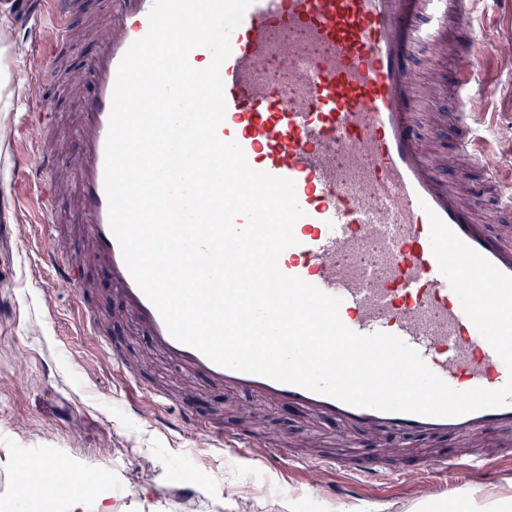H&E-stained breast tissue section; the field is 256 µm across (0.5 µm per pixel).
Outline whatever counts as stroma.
I'll list each match as a JSON object with an SVG mask.
<instances>
[{"label": "stroma", "mask_w": 512, "mask_h": 512, "mask_svg": "<svg viewBox=\"0 0 512 512\" xmlns=\"http://www.w3.org/2000/svg\"><path fill=\"white\" fill-rule=\"evenodd\" d=\"M46 13L48 0L30 6L14 0L10 16L13 40L24 55L22 78H29L34 53L49 48L50 26L29 25L31 9ZM480 31L473 57L478 83L495 92L481 106L478 124L488 154L503 171L512 170V14L474 6ZM429 54L421 52L416 70L435 92L417 121L422 129L440 124L455 101L448 84L435 81ZM31 133L8 116L0 129V506L16 489L15 465L48 449L67 455L79 486L90 496H109L115 512H448V500L436 495L423 476L366 486L341 499L331 491L343 473L326 474L321 484L289 468L266 467L260 454L244 457L218 448L185 425L181 408L203 419L255 428L270 447L285 451L333 448L349 453L353 444L380 455L408 445L427 447L424 439L365 441L340 424L273 407L247 393L228 392L204 378L186 380L112 297L105 272L87 266L90 288L80 290L53 276L41 253L49 242L48 225L37 223L41 199L25 174L13 166L30 152ZM86 305L104 327L89 335L76 317ZM120 344L148 384L173 397L166 410H155L149 394L131 390L125 374L101 348L102 337Z\"/></svg>", "instance_id": "35a3bbf8"}]
</instances>
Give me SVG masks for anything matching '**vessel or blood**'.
<instances>
[{"instance_id": "b4317fda", "label": "vessel or blood", "mask_w": 512, "mask_h": 512, "mask_svg": "<svg viewBox=\"0 0 512 512\" xmlns=\"http://www.w3.org/2000/svg\"><path fill=\"white\" fill-rule=\"evenodd\" d=\"M52 0L54 40L49 57L31 67L36 84L55 80L72 47V31L84 16L105 31L82 63V109L72 129L74 156L35 152L29 179L41 189L42 221L59 227L64 216L52 201L67 188L77 220L76 239L86 261L106 267L115 295L154 348L189 377H205L224 389L253 394L275 406L301 408L338 421L345 429L400 438L454 436L461 447L399 448L387 458L297 454L292 464L311 470H346L380 483L408 466L444 478L450 470L496 475L512 448H475L473 437L495 430L512 434V404L455 417L423 416L358 407L306 388L220 366L176 340L130 274L109 221L105 149L119 64L149 29L152 0ZM468 0H253L232 33L231 54L220 67L226 110L221 140L237 142L255 170L294 182L303 215L295 245L278 259L280 271L341 298L342 323L362 335L399 336L426 365L458 391L497 389L512 371L465 315L441 274L430 244L429 213H436L468 246L512 275V237L493 233L474 208L491 199L512 223V193L475 146L468 103L475 93L468 62L477 43ZM430 52V68L454 51L457 109L448 133L458 155L432 158L416 115L422 83L414 70L418 47ZM278 70L283 78L270 81ZM43 259L57 277L81 286L83 262L50 250ZM191 428L222 440L229 449L250 448L252 436L213 426L186 414Z\"/></svg>"}]
</instances>
